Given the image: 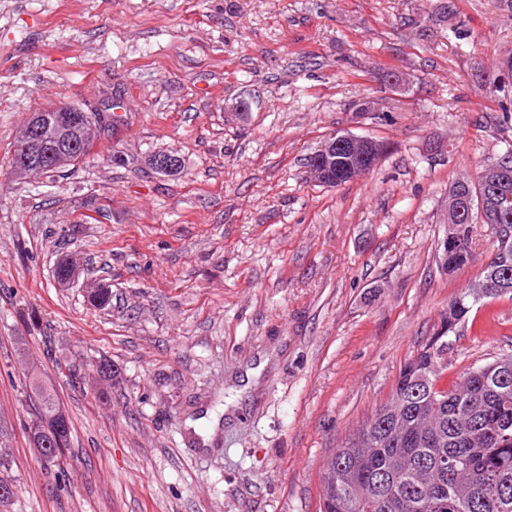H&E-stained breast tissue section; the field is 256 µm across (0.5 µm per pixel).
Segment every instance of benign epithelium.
<instances>
[{
	"instance_id": "obj_1",
	"label": "benign epithelium",
	"mask_w": 512,
	"mask_h": 512,
	"mask_svg": "<svg viewBox=\"0 0 512 512\" xmlns=\"http://www.w3.org/2000/svg\"><path fill=\"white\" fill-rule=\"evenodd\" d=\"M387 151V144L379 139L358 136L348 132H338L325 140L316 150L318 160L311 173L317 182L329 185L330 181L346 180L351 182L357 177L370 172ZM512 180V167H505L497 162L484 165L474 176L465 175L462 184L448 189V235L444 246L453 247L458 244L460 225L472 220L473 207L468 203L467 191L470 185L480 186L486 197L493 198L494 191L503 184ZM501 203L490 202L479 207L480 222L496 225L499 221ZM477 294L484 296L494 292L496 294L507 291L508 285L492 283L480 277L471 282ZM28 433L35 448H61V437H43L39 419H34L28 428Z\"/></svg>"
}]
</instances>
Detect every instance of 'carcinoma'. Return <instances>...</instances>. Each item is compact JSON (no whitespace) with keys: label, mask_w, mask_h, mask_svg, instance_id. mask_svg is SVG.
<instances>
[{"label":"carcinoma","mask_w":512,"mask_h":512,"mask_svg":"<svg viewBox=\"0 0 512 512\" xmlns=\"http://www.w3.org/2000/svg\"><path fill=\"white\" fill-rule=\"evenodd\" d=\"M64 112H42L47 141L59 146L58 164L43 170L54 174L77 165L93 149L114 117L78 105ZM31 154L22 138L13 145L12 167L19 169ZM147 165L160 175L182 168L172 152L150 155ZM507 238L493 244L481 274L507 275L512 281V200L501 221ZM460 244L448 251V268L471 257L472 230L463 227ZM483 302L467 288L448 308L458 324ZM470 385L455 384L446 393L429 387L406 394L407 427L417 435L393 428L394 415L384 403L355 436L335 449L322 475L320 512H512V354L503 355L463 374ZM36 414L54 421L61 411L53 390L29 381Z\"/></svg>","instance_id":"carcinoma-1"}]
</instances>
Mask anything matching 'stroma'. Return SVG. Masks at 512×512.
<instances>
[{
    "instance_id": "stroma-1",
    "label": "stroma",
    "mask_w": 512,
    "mask_h": 512,
    "mask_svg": "<svg viewBox=\"0 0 512 512\" xmlns=\"http://www.w3.org/2000/svg\"><path fill=\"white\" fill-rule=\"evenodd\" d=\"M509 58L512 0H0L6 512H319L328 456L492 255L478 224L469 263L436 262L450 183L512 145ZM112 97L76 166L13 171L32 112ZM343 131L389 150L320 185L306 159ZM160 151L181 173L148 168ZM507 353L512 300L486 301L441 382ZM31 372L71 420L61 471L28 443Z\"/></svg>"
}]
</instances>
